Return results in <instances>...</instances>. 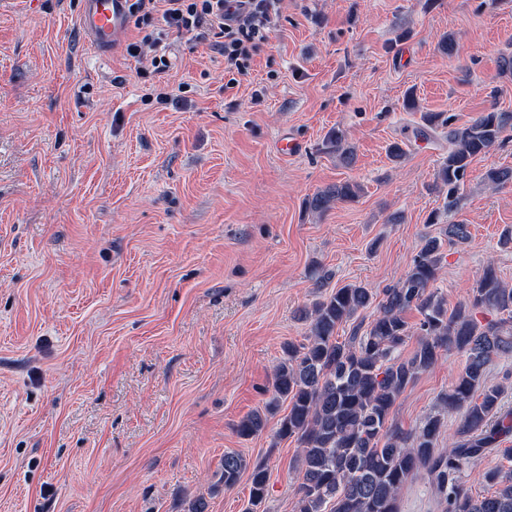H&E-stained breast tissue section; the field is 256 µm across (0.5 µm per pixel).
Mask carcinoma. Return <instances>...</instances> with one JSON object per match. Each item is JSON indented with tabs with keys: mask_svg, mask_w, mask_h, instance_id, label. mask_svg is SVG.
Segmentation results:
<instances>
[{
	"mask_svg": "<svg viewBox=\"0 0 512 512\" xmlns=\"http://www.w3.org/2000/svg\"><path fill=\"white\" fill-rule=\"evenodd\" d=\"M427 126L448 130V155L435 175L434 187L446 190L453 207L472 160L512 137V112H482L470 123L453 126L442 112L424 115ZM325 148L350 169L356 153L338 129ZM361 185L346 179L317 191L308 209L322 217L339 203L352 202ZM466 224H448L439 236L424 240L412 264L395 283L374 293L345 284L320 295L303 311L311 320L305 341L285 348L275 367L273 397L266 411L282 399L288 413L277 436L293 438L301 448L298 512H398L404 483L420 473L426 479L437 512H512V469L491 468L484 480L494 494L475 498L466 488L464 470L494 448L512 460V448L497 445L512 436V413L502 409V387L488 384L485 373L494 358L512 354V286L501 281L488 262L467 300L455 309L431 289L448 247L468 240ZM375 314L365 321L362 312ZM420 315L409 325L406 313ZM351 323L340 342L336 330ZM416 339L410 356L402 352ZM465 356L462 372L439 398V411L413 430L393 423L398 397L418 376L434 367L441 352ZM462 412L456 440L440 447L443 413ZM265 411H255L237 426L250 437L263 431ZM235 453L224 455V488L230 489L246 470ZM249 507L260 512L269 487L267 468L257 463L249 475Z\"/></svg>",
	"mask_w": 512,
	"mask_h": 512,
	"instance_id": "cac0c4a2",
	"label": "carcinoma"
}]
</instances>
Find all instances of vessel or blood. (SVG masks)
<instances>
[{
	"label": "vessel or blood",
	"mask_w": 512,
	"mask_h": 512,
	"mask_svg": "<svg viewBox=\"0 0 512 512\" xmlns=\"http://www.w3.org/2000/svg\"><path fill=\"white\" fill-rule=\"evenodd\" d=\"M130 0H81L79 23L91 44L111 52L130 21Z\"/></svg>",
	"instance_id": "obj_1"
}]
</instances>
